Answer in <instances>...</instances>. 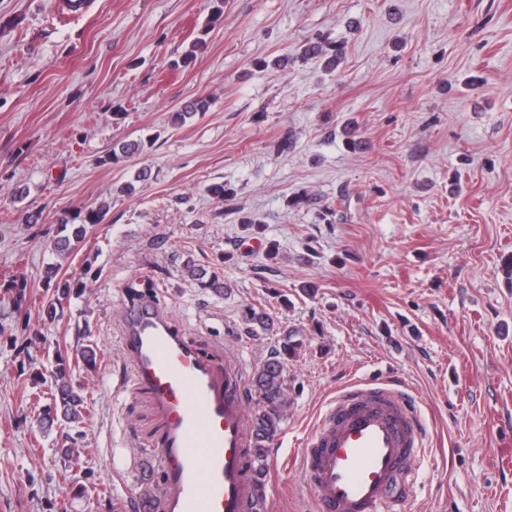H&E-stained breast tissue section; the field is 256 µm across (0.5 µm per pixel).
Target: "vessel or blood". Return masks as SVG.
<instances>
[{"mask_svg": "<svg viewBox=\"0 0 512 512\" xmlns=\"http://www.w3.org/2000/svg\"><path fill=\"white\" fill-rule=\"evenodd\" d=\"M122 323L131 379L161 420L159 512H254L239 365L205 355L153 296L126 303ZM425 439L410 395L392 383L340 391L301 451L316 512H390L409 493Z\"/></svg>", "mask_w": 512, "mask_h": 512, "instance_id": "vessel-or-blood-1", "label": "vessel or blood"}]
</instances>
